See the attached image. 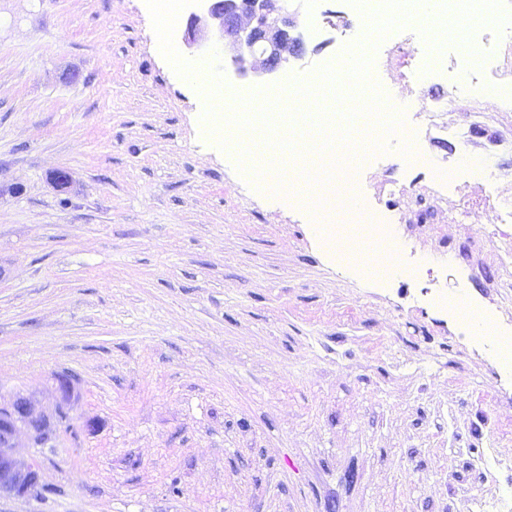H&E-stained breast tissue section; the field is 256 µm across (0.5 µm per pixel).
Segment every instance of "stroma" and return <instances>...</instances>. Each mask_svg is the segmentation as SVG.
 <instances>
[{"mask_svg": "<svg viewBox=\"0 0 512 512\" xmlns=\"http://www.w3.org/2000/svg\"><path fill=\"white\" fill-rule=\"evenodd\" d=\"M288 4L321 32L251 92L356 30L344 0ZM156 16L153 0H0V403L21 393L51 417L60 379L74 390L46 447L18 440L41 494L0 512H450L484 454L512 461V372L448 306L512 320L494 203L471 183L463 222L446 199L391 225L413 275L361 278L201 135ZM427 44L414 24L377 41L415 145L369 153L360 207L406 212L466 154L512 170L489 133L463 147L406 112L448 89Z\"/></svg>", "mask_w": 512, "mask_h": 512, "instance_id": "obj_1", "label": "stroma"}]
</instances>
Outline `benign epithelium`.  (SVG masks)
Listing matches in <instances>:
<instances>
[{
    "instance_id": "1",
    "label": "benign epithelium",
    "mask_w": 512,
    "mask_h": 512,
    "mask_svg": "<svg viewBox=\"0 0 512 512\" xmlns=\"http://www.w3.org/2000/svg\"><path fill=\"white\" fill-rule=\"evenodd\" d=\"M201 11L187 18L184 44L190 53L202 49L208 37L224 45L234 73L242 79L263 81L301 56L304 42L292 34L298 12H288L287 0H200ZM35 445L51 437L50 421L35 413L22 395L0 405V496H32L41 488L38 468L14 451L20 434Z\"/></svg>"
}]
</instances>
